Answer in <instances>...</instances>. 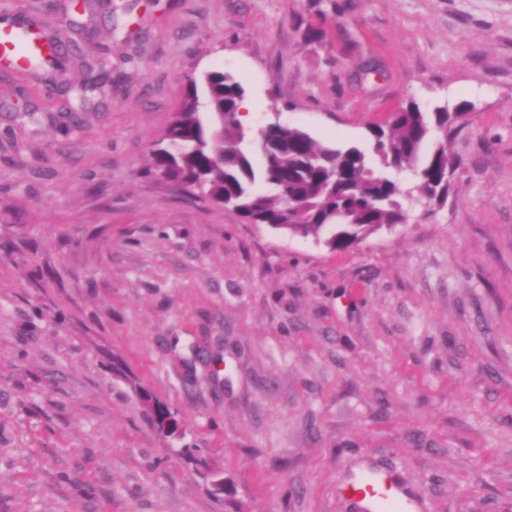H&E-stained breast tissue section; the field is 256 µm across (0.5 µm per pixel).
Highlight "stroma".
<instances>
[{
  "mask_svg": "<svg viewBox=\"0 0 512 512\" xmlns=\"http://www.w3.org/2000/svg\"><path fill=\"white\" fill-rule=\"evenodd\" d=\"M14 9L68 61L0 78V512H351L367 459L421 512H512V0ZM84 62L112 80L82 98ZM214 68L248 129L325 144L368 148L412 99L471 104L446 204L336 251L155 177Z\"/></svg>",
  "mask_w": 512,
  "mask_h": 512,
  "instance_id": "35a3bbf8",
  "label": "stroma"
}]
</instances>
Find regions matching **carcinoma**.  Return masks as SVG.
<instances>
[{"label": "carcinoma", "instance_id": "cac0c4a2", "mask_svg": "<svg viewBox=\"0 0 512 512\" xmlns=\"http://www.w3.org/2000/svg\"><path fill=\"white\" fill-rule=\"evenodd\" d=\"M244 89L221 69L186 84L179 106L151 150V172L175 184H195L198 196L232 207L249 223L264 224L301 237H320L336 251L384 227L404 224L418 205L447 201L448 135L468 111H424L415 101L398 109L385 126L369 130L370 148L317 143L305 131L281 126L260 148L239 120ZM441 134L443 139L435 138ZM431 150L422 152L426 143ZM409 170L414 181L403 186L386 170ZM259 183L271 193L256 190ZM145 410L162 423L169 410L149 392H140Z\"/></svg>", "mask_w": 512, "mask_h": 512}]
</instances>
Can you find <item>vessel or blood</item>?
<instances>
[{
	"instance_id": "1",
	"label": "vessel or blood",
	"mask_w": 512,
	"mask_h": 512,
	"mask_svg": "<svg viewBox=\"0 0 512 512\" xmlns=\"http://www.w3.org/2000/svg\"><path fill=\"white\" fill-rule=\"evenodd\" d=\"M49 50L42 32L29 27L22 12L0 20V67H24L44 58ZM354 512H418L416 498L391 474L369 469L350 482Z\"/></svg>"
}]
</instances>
